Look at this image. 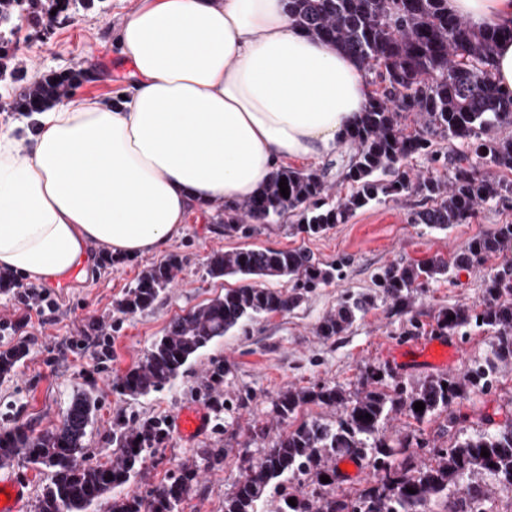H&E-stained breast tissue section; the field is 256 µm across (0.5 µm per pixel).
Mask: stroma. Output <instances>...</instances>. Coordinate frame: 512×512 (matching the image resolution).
Returning <instances> with one entry per match:
<instances>
[{"label":"stroma","instance_id":"1","mask_svg":"<svg viewBox=\"0 0 512 512\" xmlns=\"http://www.w3.org/2000/svg\"><path fill=\"white\" fill-rule=\"evenodd\" d=\"M136 4L137 0H97L94 8L48 29L18 20L13 39L17 52L7 64L22 69L24 77L19 82L0 81V125L17 118L6 108V101L39 76L70 73V93L92 98L127 88V66L120 56L117 33ZM423 204L422 196L413 191L374 202L357 211L349 223L316 237L295 234L292 215L278 224L258 225L249 238L225 234L218 219L203 221L194 216L183 236L164 254L89 256L53 284L57 306L43 321L17 303L13 289H1L0 319L15 322L18 328L0 331V351L22 343L27 355L10 377L0 379V431L18 425L36 434L52 430L73 395L94 390L99 407L87 429L86 462L103 460L111 452L117 422L136 427L154 421L168 431L163 442L147 452L141 472L115 488V495L149 496L178 465L194 464L198 478L180 512H224V498L232 492L245 459H259L272 439L300 421L336 417L332 408L311 402L301 406L295 419L281 420L274 412L281 392L326 384L343 386L354 394L368 366L387 369L413 387L489 357L490 336L474 328L468 336L450 337L456 351L446 364L403 359L416 344L437 339L433 324L440 310L480 304L486 270L501 264L498 256L489 259L487 268L459 271L431 284L417 295L410 311L398 313L391 301H380L343 335L325 339L315 332L318 321L346 293L372 289V277L384 264L445 255L497 225L512 223V211L487 205L478 208L467 223L432 229L410 221ZM247 246L301 248L322 262L341 258L345 265L339 277L309 293L292 311L260 316L210 342L163 389L137 399L123 395L120 379L143 360L173 319L207 304L225 289L238 287V279L209 275L211 255ZM165 255L178 257L181 269L160 300L133 315L117 312V302L139 273ZM413 318L426 325L424 335H409ZM104 334L112 337V353L106 369L99 372L92 368L90 354ZM80 339L85 340V349L74 348V341ZM218 369L222 377L213 378ZM186 407L199 408L208 418L207 429L188 441L172 432L176 416ZM452 414L460 419L458 435L463 437L494 431L512 419V369L502 368L496 389L471 394L454 404L451 414H436L421 422L404 414L393 416L386 434L392 441L408 444L413 452L410 462L419 466L427 462L430 449L453 443L455 437L446 430Z\"/></svg>","mask_w":512,"mask_h":512}]
</instances>
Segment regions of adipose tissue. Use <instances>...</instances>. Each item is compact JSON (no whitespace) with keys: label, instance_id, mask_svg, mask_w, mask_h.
I'll list each match as a JSON object with an SVG mask.
<instances>
[{"label":"adipose tissue","instance_id":"adipose-tissue-1","mask_svg":"<svg viewBox=\"0 0 512 512\" xmlns=\"http://www.w3.org/2000/svg\"><path fill=\"white\" fill-rule=\"evenodd\" d=\"M485 27L512 0H448ZM123 96H70L0 128V269L69 273L90 249L159 253L191 215L254 195L276 165L336 151L369 104L361 67L288 20L286 0H138Z\"/></svg>","mask_w":512,"mask_h":512}]
</instances>
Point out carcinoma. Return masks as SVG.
<instances>
[{"instance_id":"1","label":"carcinoma","mask_w":512,"mask_h":512,"mask_svg":"<svg viewBox=\"0 0 512 512\" xmlns=\"http://www.w3.org/2000/svg\"><path fill=\"white\" fill-rule=\"evenodd\" d=\"M43 0H0V49L5 36L15 31V18L27 15L40 25ZM289 21L340 54L355 59L370 84L379 86L347 133L355 152L341 171L352 186L345 196L331 197L323 176L314 171L281 168L253 197L224 208V233L248 237L253 224H272L290 211L298 212L294 229L319 235L336 224H346L357 210L372 202L416 191L431 205L413 215V222L447 229L464 224L477 207L487 204L512 207V90L502 88L492 71V55L501 40H512V23L476 27L448 12L447 0H287ZM68 74H52L27 87L13 108L39 112L58 99L69 84ZM414 113L413 126L405 124ZM438 140L448 142V170L435 168L411 178L406 162L415 155L437 161ZM392 174L389 180L379 175ZM286 179L289 197L280 193ZM512 252V224H500L469 239L448 256L424 260H397L378 268L374 288L347 294L336 309L316 326L325 338L340 336L360 314L375 304L378 295L405 311L415 294L454 271L478 269L493 256ZM214 277L241 276L250 283L224 289V295L172 321L166 334L149 349L144 362L121 380L122 392L132 398L166 386L200 349L246 320L297 308L311 290L328 284L343 262L323 263L304 249L237 248L209 259ZM180 261L170 257L144 269L135 285L117 303L124 315L143 312L176 278ZM287 277L292 290L267 288L264 281ZM444 334L468 335L481 328L493 337L492 357L474 362L462 372L431 377L407 389L401 383L384 384V371L369 367L361 391L350 395L339 385L316 390L290 388L274 405L282 420L291 418L308 402L336 409V420L303 421L281 434L260 459L250 463L224 498V512H261L273 484L309 475L331 493L315 501L303 491L290 494L296 505L288 512H426L435 498L451 499V512H486L492 488L512 490V421L493 432L430 449V459L418 468L395 465L399 450L382 434L392 413L417 421L448 413V431L458 418L448 412L456 402L491 389L500 368L512 364V260L507 259L484 279L477 308L453 306L435 318ZM17 345L0 352V378L8 377L24 358ZM425 404L422 411L414 403ZM96 400L90 392L75 396L52 431L34 435L17 426L0 433V465L18 458L48 470L50 481L42 490L38 512H86L112 489L126 484L145 462L159 436L145 423L120 428L112 436L113 459L90 464L83 459L86 428ZM371 418H365V415ZM489 456H481V449ZM370 456L373 484L351 497L332 492L336 460ZM326 475L330 482L320 477ZM196 477L182 465L152 495L126 494L112 498L108 512H179ZM416 490L411 494L408 489Z\"/></svg>"}]
</instances>
